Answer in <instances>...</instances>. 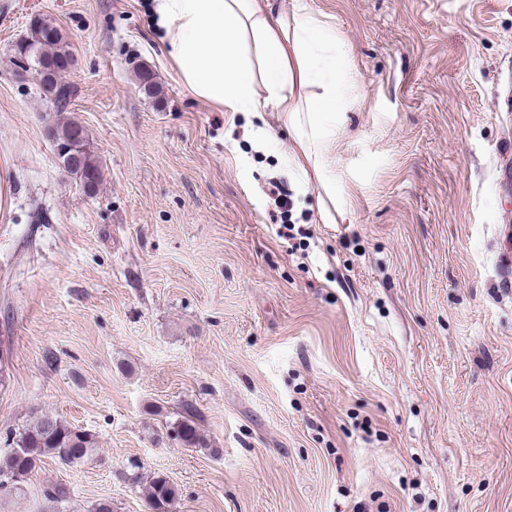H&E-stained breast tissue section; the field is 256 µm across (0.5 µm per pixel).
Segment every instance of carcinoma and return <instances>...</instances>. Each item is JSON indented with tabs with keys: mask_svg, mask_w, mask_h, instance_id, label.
<instances>
[{
	"mask_svg": "<svg viewBox=\"0 0 512 512\" xmlns=\"http://www.w3.org/2000/svg\"><path fill=\"white\" fill-rule=\"evenodd\" d=\"M31 28L40 32L34 45L19 43L15 52L24 61H32L41 77V89L57 113L68 110L74 96L73 86L66 74L73 65L69 44L57 26L44 19H36ZM88 139L83 126L74 120L58 124L54 133L57 143H69L76 138ZM78 173L89 180L88 190L94 192L101 183L100 165L91 150L80 154ZM177 437L186 447L205 448L193 420L186 418L176 429ZM95 437L85 430L72 427L60 419L45 414L24 428L12 439L9 451L0 459V491L7 488L16 476H25L50 458L65 465L90 458L96 448ZM150 512H171L178 499L177 487L165 476L155 475L143 489Z\"/></svg>",
	"mask_w": 512,
	"mask_h": 512,
	"instance_id": "cac0c4a2",
	"label": "carcinoma"
}]
</instances>
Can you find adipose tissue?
Instances as JSON below:
<instances>
[{
    "label": "adipose tissue",
    "mask_w": 512,
    "mask_h": 512,
    "mask_svg": "<svg viewBox=\"0 0 512 512\" xmlns=\"http://www.w3.org/2000/svg\"><path fill=\"white\" fill-rule=\"evenodd\" d=\"M161 40L187 88L229 112L273 113L292 136V164L318 190L321 223L336 194V116L352 102L344 42L312 14L273 12L269 0H155Z\"/></svg>",
    "instance_id": "adipose-tissue-1"
}]
</instances>
